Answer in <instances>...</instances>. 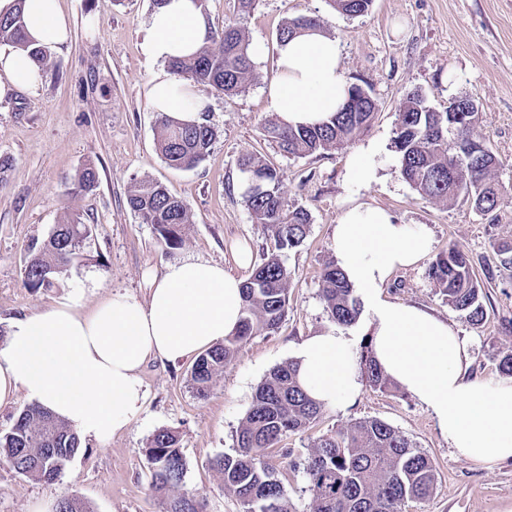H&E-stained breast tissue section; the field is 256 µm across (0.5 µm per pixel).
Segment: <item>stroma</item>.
Wrapping results in <instances>:
<instances>
[{"label":"stroma","instance_id":"stroma-1","mask_svg":"<svg viewBox=\"0 0 512 512\" xmlns=\"http://www.w3.org/2000/svg\"><path fill=\"white\" fill-rule=\"evenodd\" d=\"M60 6L71 23L70 43L51 50L36 91H17L0 103L1 329L74 295L82 296L87 313L115 294L146 301L152 274L175 261L217 262L248 278L249 269L233 260L234 244L248 240L257 261L273 246L243 202L238 161L248 153L262 154L280 171L283 198L289 208L308 211L310 231L285 256L292 286L279 329L242 342L207 398L191 388L192 359L148 361L141 370L148 392L143 413L107 442L83 440L57 479L24 476L0 461V512H34L35 505L54 506L72 496L91 512H161L145 455L160 429L179 436L183 491L203 500L206 512H242L213 461L232 451L269 371L292 360L304 337L332 327L320 274L334 257L333 226L349 194L344 169L359 145L373 139L382 146V180L365 191V201L389 209L399 223L424 226L434 252L451 245L462 249L483 285L487 317L475 325L451 309L428 274L427 259L396 270L383 288L385 297L448 320L469 346V375L500 377V359L512 350V273L500 268L491 244L512 241V0H374L359 17L341 14L330 0H256L246 15L238 14L235 0H206L212 28L235 20L248 41L264 43L266 55L254 62L255 79L245 93L227 96L202 87L207 107L201 119L217 137L206 159L190 170L169 167L157 150L158 114L148 100L157 65L141 51L152 0H60ZM300 15L321 19L340 44L348 81L369 87L376 101L370 126L353 142L303 158L281 155L260 134L269 117L264 90L276 69L277 31ZM413 91L441 112L461 94L477 101L480 121L473 134L500 161L495 179L503 198L493 214L480 215L461 199L421 198L402 178L393 139ZM87 164L98 173L97 187L71 193L75 175ZM144 179L188 204L192 222L184 228L182 248L164 251L153 227L129 209L127 189ZM68 213L94 227L89 260L68 268L54 287L25 288L28 245L45 240ZM364 418L392 425L436 467L434 494L407 502L404 512H512V459L481 467L457 456L408 391L368 384L352 406L325 410L309 429L271 449L295 512H314L300 464L317 438Z\"/></svg>","mask_w":512,"mask_h":512}]
</instances>
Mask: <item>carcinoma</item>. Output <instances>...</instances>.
Returning <instances> with one entry per match:
<instances>
[{
    "mask_svg": "<svg viewBox=\"0 0 512 512\" xmlns=\"http://www.w3.org/2000/svg\"><path fill=\"white\" fill-rule=\"evenodd\" d=\"M341 13L358 17L368 12L373 0H331ZM321 25L316 16L287 19L277 35L281 43L299 30ZM0 43L24 48L38 63L47 49L27 37L21 11L0 16ZM244 31L228 21L220 30H210L208 42L187 58L169 62L170 70L188 80L206 84L226 95L246 91L254 80ZM376 109L375 100L365 102L360 112L340 110L318 127H285L265 120L262 137L292 157L340 149L366 130ZM480 113L428 112L420 94H408L398 113L395 152L403 179L421 197L454 201L460 197L487 215L502 197L494 179L499 160L481 141L473 138ZM216 130L205 122L177 123L166 116L158 121L157 145L172 168L189 170L208 154ZM245 184L243 200L256 224L263 225L274 241V249L263 255L250 277L242 284L243 310L235 333L199 355L193 364L190 383L196 395L206 398L238 345L261 332H274L288 310L292 273L285 264L289 250L300 246L310 229L309 214L285 206L277 169L261 154L248 155L239 163ZM98 182L92 167L76 174L73 191L87 193ZM127 203L143 224L152 225L165 251L183 245V228L192 223L190 209L160 183L141 180L127 191ZM94 225L77 222L76 215L63 217L41 244L28 247L23 270L24 285L32 290L50 288L58 276L76 261L90 259L86 248ZM500 267L512 269V241L493 244ZM429 277L448 301L474 324L486 315L483 290L468 255L455 245L439 253L429 268ZM320 293L330 321L343 326L356 322L360 302L336 260L325 263L320 275ZM359 365L371 386L385 390L391 380L373 359L370 339H365ZM323 408L301 388L295 361L275 367L257 387L247 416L236 433L233 452L215 459V467L243 505V512H292L288 493L278 477L277 466L267 450L281 439L309 428ZM81 448L80 436L64 421L39 405L26 406L9 431L0 433V459L17 473L54 480ZM146 455L151 465L152 487L161 497L163 512H204L195 495L179 491L185 462L178 436L171 430L156 431ZM315 512H402L409 500H424L436 486V470L430 458L409 438L390 424L366 418L347 428L320 436L304 463Z\"/></svg>",
    "mask_w": 512,
    "mask_h": 512,
    "instance_id": "obj_1",
    "label": "carcinoma"
}]
</instances>
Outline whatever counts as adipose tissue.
Returning a JSON list of instances; mask_svg holds the SVG:
<instances>
[{
	"label": "adipose tissue",
	"mask_w": 512,
	"mask_h": 512,
	"mask_svg": "<svg viewBox=\"0 0 512 512\" xmlns=\"http://www.w3.org/2000/svg\"><path fill=\"white\" fill-rule=\"evenodd\" d=\"M22 10L35 45L59 48L70 26L59 0H0V14ZM199 0H166L150 15L141 44L153 61L195 52L209 37ZM40 67L22 48L0 52V100L36 90ZM335 37L305 30L278 47L277 69L265 90V107L287 125L328 122L347 98ZM149 104L184 122L199 120L205 99L193 82L166 70L150 81ZM378 142L361 145L344 178L356 194L334 226L335 257L362 302L364 325L385 373L417 399L459 457L489 467L512 458V378L470 377L469 348L448 321L418 306L386 298L383 287L399 268L429 256L430 233L397 223L361 191L380 179ZM240 278L222 264L184 260L154 276L146 302L116 295L92 313L78 299L13 319L0 345V406L25 397L100 443L143 411L147 391L140 376L151 358L174 362L196 355L233 333L240 321ZM353 336L331 329L296 345L299 380L325 408L358 397L361 375Z\"/></svg>",
	"instance_id": "ef3b65f1"
}]
</instances>
